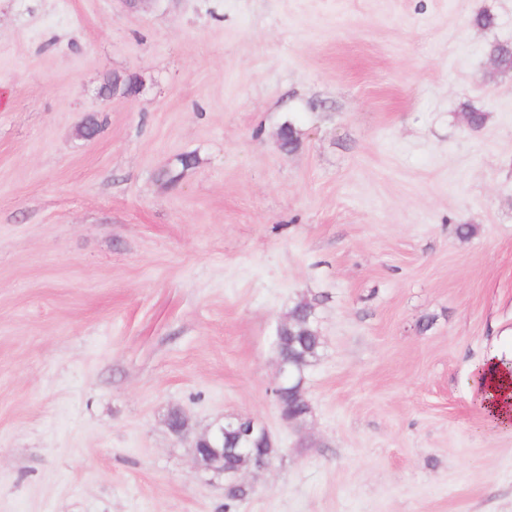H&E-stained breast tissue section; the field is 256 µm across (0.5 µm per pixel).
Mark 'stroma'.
I'll return each instance as SVG.
<instances>
[{
	"instance_id": "35a3bbf8",
	"label": "stroma",
	"mask_w": 512,
	"mask_h": 512,
	"mask_svg": "<svg viewBox=\"0 0 512 512\" xmlns=\"http://www.w3.org/2000/svg\"><path fill=\"white\" fill-rule=\"evenodd\" d=\"M494 42L512 0H0V512H512V431L473 393L512 348ZM303 298L295 427L274 333ZM173 407L271 431L244 501ZM290 312L296 313L297 318L282 335L285 336L282 341L276 334V346L279 354L292 356L296 374L304 376L305 370L319 357L322 349V340L315 324V304L300 300ZM288 383L291 381V364L290 361L287 363L286 361H279L277 363V377L272 388V393L274 395L275 401L278 405L281 419L288 425L290 424H302L306 420V416L303 417H290L288 412H285L282 409V406L279 403V393L281 388L284 386V383Z\"/></svg>"
}]
</instances>
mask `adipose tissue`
I'll return each instance as SVG.
<instances>
[{"mask_svg":"<svg viewBox=\"0 0 512 512\" xmlns=\"http://www.w3.org/2000/svg\"><path fill=\"white\" fill-rule=\"evenodd\" d=\"M474 389L498 422L500 429L512 430V352L492 353L474 370Z\"/></svg>","mask_w":512,"mask_h":512,"instance_id":"ef3b65f1","label":"adipose tissue"}]
</instances>
